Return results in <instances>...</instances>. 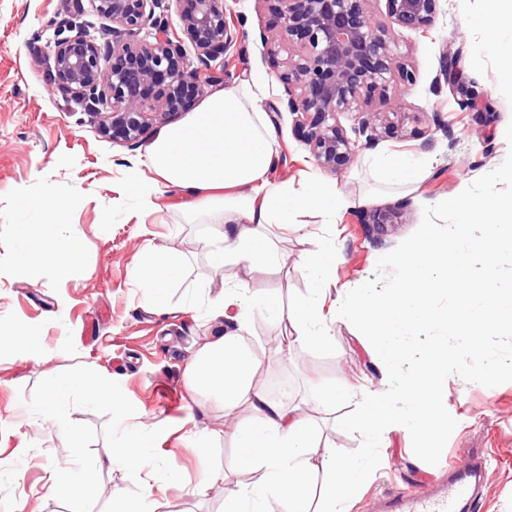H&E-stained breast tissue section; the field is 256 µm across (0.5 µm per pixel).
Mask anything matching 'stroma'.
I'll list each match as a JSON object with an SVG mask.
<instances>
[{
    "label": "stroma",
    "instance_id": "obj_1",
    "mask_svg": "<svg viewBox=\"0 0 512 512\" xmlns=\"http://www.w3.org/2000/svg\"><path fill=\"white\" fill-rule=\"evenodd\" d=\"M491 8V0H439L428 28L399 30L392 53L414 80L389 88L397 98L398 131L358 150L342 174L316 165L295 135L291 115L282 112L273 180L295 187L317 183L338 190L348 203L332 220L315 211L302 214L300 232L277 242L287 264L240 270L255 293L294 304L306 288L296 264L312 241L326 236L335 237L341 256L331 275L337 286L399 288L402 271L379 268V257L429 224L456 223L458 214L448 203L463 182H480L488 169L512 167V143L499 136L512 123V81L505 77V58L473 23ZM227 20L238 40L224 56L225 85L266 77L261 105L268 113L280 109L284 85L262 46L263 37L276 32L272 16L262 0H227ZM72 27L102 43L111 39L107 21L90 0H0V329L26 338L0 353V512H115L113 490L138 494V477L121 467L98 470L97 462L124 444L140 422L150 426L145 443L151 462L177 473L160 512H225L222 488L193 493L203 465L223 468L231 485L255 483L258 475L238 467L231 437L213 440L204 457L191 448L203 428L223 427L226 419L221 403L185 387L187 359L224 332L223 318L208 309L219 275L208 262L206 226L183 212L171 191L155 194L153 210L145 211L132 182L144 146L112 142L98 130L101 114L56 89L54 44ZM449 55L489 112L463 110L450 85H436ZM388 148L434 157L415 193L385 185L371 166L372 157ZM32 186L41 191L36 207L22 195ZM61 202L68 205L66 233L80 247L77 262L21 264L24 229L50 223ZM376 208L396 209L399 218L372 237L358 214ZM154 246L166 247L182 265L169 291L170 309L160 314L148 308L146 293L130 278L133 265ZM279 330L257 318L247 333L261 359L262 384L287 381L294 402L332 387L355 394L315 416L318 448L336 446L370 467L350 512H366L373 499L410 487L440 484L448 478L445 461L475 458L491 460L492 466L473 512H512V349L496 348L488 371L476 374L474 359L455 339L407 335L413 353L433 343L458 352L459 375L445 387L448 424L430 442L395 431L372 443L352 421L359 394L378 386L380 374L353 327L333 323L328 345L295 349L284 364L274 362L275 350L266 344ZM75 370L103 371L125 401L120 414L108 404L81 400L67 408L82 436V463L94 474L80 500L49 490L50 472L71 476L73 442L35 413L45 384Z\"/></svg>",
    "mask_w": 512,
    "mask_h": 512
}]
</instances>
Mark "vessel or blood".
Returning a JSON list of instances; mask_svg holds the SVG:
<instances>
[{"label": "vessel or blood", "instance_id": "b4317fda", "mask_svg": "<svg viewBox=\"0 0 512 512\" xmlns=\"http://www.w3.org/2000/svg\"><path fill=\"white\" fill-rule=\"evenodd\" d=\"M451 478L437 491L428 488H412L386 499L379 512H463L475 501V481L484 477L485 468H471L449 463Z\"/></svg>", "mask_w": 512, "mask_h": 512}]
</instances>
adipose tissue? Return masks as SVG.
<instances>
[{
  "label": "adipose tissue",
  "mask_w": 512,
  "mask_h": 512,
  "mask_svg": "<svg viewBox=\"0 0 512 512\" xmlns=\"http://www.w3.org/2000/svg\"><path fill=\"white\" fill-rule=\"evenodd\" d=\"M261 86L257 79L214 91L197 112L160 131L145 150L143 165L150 178L138 192L142 206L149 208L155 190L162 186L173 189L185 197L190 213L215 216L218 223L209 260L222 278L210 309L226 317L227 323L223 335L190 360L185 384L189 392H202L220 401L225 410L242 407L247 411L246 420L234 425L232 437L240 466L260 472L261 478L225 489L226 512H310L308 475L313 468L314 420L305 406L275 400L257 382L259 362L244 341L251 320L260 316L284 325L285 341L279 350L284 356L295 348L324 345L329 340V322L347 319L374 366L388 376L411 356L403 342L409 330L459 336L474 349L482 346L487 334L511 336L512 277L502 278L492 268L473 281L468 267L476 250L491 261L512 256V197L490 193V185L499 177L495 171L487 172L484 188L464 186L453 202L458 223L442 232H425L382 257V265L404 271L400 288L389 295L376 288H350L338 306L331 308L326 307L325 299L339 254L334 239H318L298 265L307 290L294 308L283 309L276 296L256 295L238 276L228 274V267L280 264L282 258L273 240L298 231V213L314 210L332 217L345 206L346 199L315 183L298 190L272 181L279 152L260 105ZM372 164L390 183L410 191L425 172L424 162L399 150L375 156ZM476 224L484 229L477 238L470 233ZM26 241L24 258L29 262L50 259L68 264L80 251L78 243L60 234L53 224L45 225L42 235L27 236ZM180 275V262L161 247L131 270L132 279L159 310L166 309L169 288ZM451 283L460 284L461 303L448 314L434 308L432 299ZM452 363L448 350H426L399 385L385 382L364 395L356 427L374 440L393 431L433 439L444 424L442 395ZM76 395L90 402L111 403L118 412L124 409L106 375L86 372L51 380L39 416L68 430L64 410ZM146 430V424H138L137 437L112 449L99 463L103 469L122 466L140 477L141 492L136 498L114 491L120 512H158L155 493L174 479L173 474L150 465L141 438ZM323 469L322 512H337V505L354 495L369 472L368 465L333 446L325 450Z\"/></svg>",
  "instance_id": "1"
}]
</instances>
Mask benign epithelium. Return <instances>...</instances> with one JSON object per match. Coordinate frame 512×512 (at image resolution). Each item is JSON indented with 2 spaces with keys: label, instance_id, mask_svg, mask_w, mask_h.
Listing matches in <instances>:
<instances>
[{
  "label": "benign epithelium",
  "instance_id": "7a95c632",
  "mask_svg": "<svg viewBox=\"0 0 512 512\" xmlns=\"http://www.w3.org/2000/svg\"><path fill=\"white\" fill-rule=\"evenodd\" d=\"M98 15L112 23V41L100 44L84 31L59 39L54 47V84L66 94L90 102L110 99V121L102 131L130 146L140 143L150 121L187 112L206 87L224 82L212 62L224 56L233 38L225 0H175L188 8L180 21L191 36L198 66L190 68L182 47L156 15L163 0H92ZM278 21L277 41L291 48L280 79L286 109L316 165L342 173L356 145L336 124V115L355 112V138L370 146L395 114L389 94L394 77L413 81L402 65H393L394 30L372 24L363 0H261ZM387 15L401 28L419 30L433 22L439 0H384ZM111 60L109 69L103 59ZM447 83L464 96L462 105L485 110L478 94L455 73ZM369 230L393 223L389 211L360 215Z\"/></svg>",
  "mask_w": 512,
  "mask_h": 512
}]
</instances>
